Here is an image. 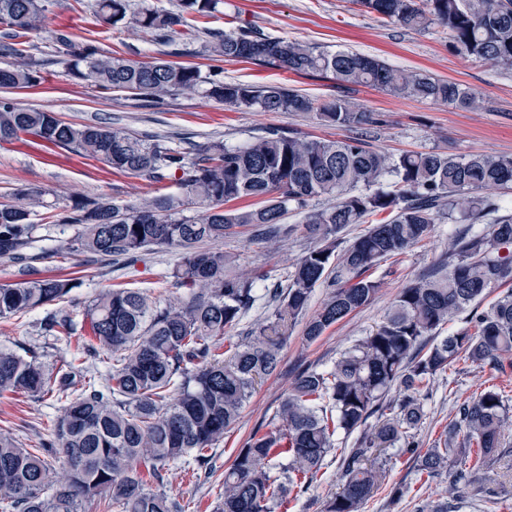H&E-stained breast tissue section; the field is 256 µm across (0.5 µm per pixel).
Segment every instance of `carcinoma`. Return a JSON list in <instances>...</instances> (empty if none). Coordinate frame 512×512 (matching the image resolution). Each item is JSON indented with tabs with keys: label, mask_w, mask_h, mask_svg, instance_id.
Here are the masks:
<instances>
[{
	"label": "carcinoma",
	"mask_w": 512,
	"mask_h": 512,
	"mask_svg": "<svg viewBox=\"0 0 512 512\" xmlns=\"http://www.w3.org/2000/svg\"><path fill=\"white\" fill-rule=\"evenodd\" d=\"M221 0H179V12L141 7L132 0H95L94 10L113 26L132 25L160 45L174 44L176 27L206 37L210 56L226 62L281 67L298 76H332L394 96L481 108L472 89L389 65L353 51L328 52L312 44L272 37L254 28L234 32L200 22L218 11ZM365 13L413 31L439 25L455 52L512 72V0H351ZM53 0H0V89L38 86L43 76L28 60L25 44L46 30ZM67 73L94 91H128L161 101L180 90H198L241 111L313 113L326 126L346 128L343 139H305L269 128L238 146L215 142L191 154L169 142L104 122L76 124L56 113L20 106L0 97V145L22 142L61 148L102 161L115 173L151 182L174 181L180 192L144 198L134 206L106 199H75L48 216L53 224L77 227L68 249L77 253L135 260L152 247L180 250L171 283L187 289L179 307L163 305L140 288L115 285L85 307L83 321L94 343L55 369L33 349L19 354L0 349V397L53 396L62 415L47 439L25 448L0 431V512H79L85 500L103 497L116 512H183L164 493L147 488L143 471L161 477L170 463L189 456L203 467L206 451L224 439L251 396L256 380L273 373L288 331L305 321L309 342L369 304L381 288L374 278L380 262L426 239L433 226L451 220L471 224L488 219L487 229L463 232L449 243L454 261L401 289L383 320L368 336L340 354L328 371L305 370L265 432L253 433L224 471L218 512H274L287 493L308 487L334 437L359 433L354 447L341 449V491L324 512H361L380 490L392 461L389 450L415 456L429 478L454 471L447 494L471 485L507 447L505 427L512 406L496 386L464 401L447 436L421 448L416 438L424 418L423 391L434 376L460 359L476 366L501 365L512 354V290L483 311L491 289L512 282V214L503 201L483 194L512 188V157L453 156L408 152L393 156L367 143L371 113L338 95L319 100L279 85L226 82L214 71L164 60L137 62L107 55L92 43L76 46L73 35H52ZM391 189L377 188L384 177ZM0 203V257L19 265L20 279L0 285V319L64 301L79 279L70 274L40 276L26 264L25 249L37 231L34 208L40 192L18 190ZM254 198L251 208L224 205ZM316 200L326 205L305 223L288 225L286 215ZM198 209L187 217L184 212ZM375 218L349 245L341 233ZM246 228L272 246L301 233L312 240L288 277L286 288L261 287L258 269L229 274L235 257L224 238ZM331 288L312 315L315 288ZM271 303L263 321L233 338L259 299ZM470 311V326L447 336L442 327ZM49 336L70 341L77 322L60 310L48 317ZM430 347H425L426 340ZM93 358L107 365L106 383L96 379ZM79 386V394L70 392ZM398 397L385 398L391 388ZM377 423L367 426L370 418ZM464 438L455 442L456 431ZM67 481L49 491L53 465Z\"/></svg>",
	"instance_id": "cac0c4a2"
}]
</instances>
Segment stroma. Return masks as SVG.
<instances>
[{
	"label": "stroma",
	"instance_id": "1",
	"mask_svg": "<svg viewBox=\"0 0 512 512\" xmlns=\"http://www.w3.org/2000/svg\"><path fill=\"white\" fill-rule=\"evenodd\" d=\"M93 2L56 0L47 33L32 37L27 47L29 59L41 71L43 81L32 89L12 91V98L24 106L57 113L70 122H115L139 134L165 137L181 149L218 141L236 145L270 128L306 138L345 137V130L324 126L310 114L244 112L191 91L178 92L158 104L127 92L99 95L67 74L62 59L54 52L52 30L72 31L102 50L135 61L163 58L164 48L135 27L115 28L101 22L92 10ZM209 25L227 32L248 25L271 36L304 41L328 51L373 55L394 66L464 84L482 97L481 109L467 111L364 86H344L329 77H300L278 68L223 63L222 76L228 82L286 84L322 99L342 94L363 104L375 118L368 127V141L388 154L439 151L456 156H512V73L456 54L439 26L423 32L407 30L358 11L349 0H223ZM19 188L41 190L44 205L54 208L68 205L74 197L106 199L125 206L160 192L178 191L174 182L157 186L140 177L115 175L104 163L59 149L50 154L19 143L0 146V201ZM455 231V225L448 222L435 225L429 238L406 253L381 262L375 276L382 286L374 300L330 327L316 341H306L302 325H295L277 370L258 382L239 419L215 446L210 469L193 473L183 463H172L164 468L161 480L149 481V488L177 499L185 512H217L225 470L253 432L278 411L295 375L305 369L329 368L341 352L367 336L401 288L447 260L448 241ZM75 234L72 227L44 224L28 249L38 273L79 268L81 284L63 303V310L82 313L96 294L116 284L145 289L164 304L176 305L184 300L185 290L171 287L168 279L179 260L177 250L155 248L142 253L132 264L104 261L68 251L67 244ZM309 246V240L299 235L273 248L247 232L225 238L223 244L225 251L238 255V270L260 269L271 284L287 283L296 261ZM47 314V309L42 308L0 320V347L19 352L41 347L44 362L54 366L80 352L82 337H73L67 345L43 333L41 324ZM492 384L512 397V367L498 369L459 361L438 373L426 390L425 417L419 430L421 442L427 445L438 438L454 419L458 405ZM60 415V405L52 399L37 401L13 395L0 398V429L11 432L26 446L48 437ZM336 445V451L326 457L309 489L291 493L288 512H322L326 500L339 490V451L352 447L353 441L340 436ZM447 487L444 477L420 479L413 459L404 454L389 468L382 488L363 512H419L422 505L438 499ZM461 495V512H512V452L495 463L484 494H474L466 487Z\"/></svg>",
	"mask_w": 512,
	"mask_h": 512
}]
</instances>
